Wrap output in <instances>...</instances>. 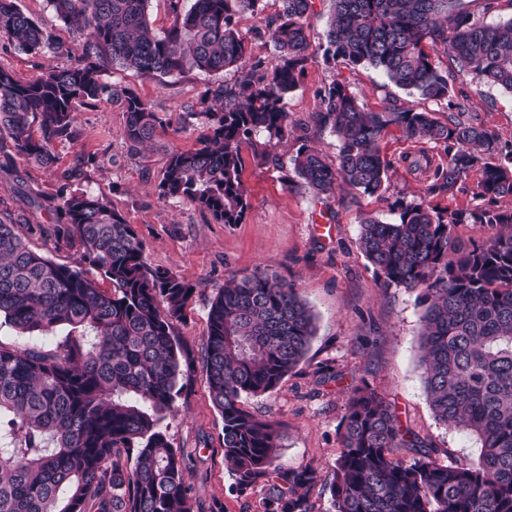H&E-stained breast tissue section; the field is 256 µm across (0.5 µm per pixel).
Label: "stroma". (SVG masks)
Wrapping results in <instances>:
<instances>
[{
  "label": "stroma",
  "mask_w": 512,
  "mask_h": 512,
  "mask_svg": "<svg viewBox=\"0 0 512 512\" xmlns=\"http://www.w3.org/2000/svg\"><path fill=\"white\" fill-rule=\"evenodd\" d=\"M15 3L56 35L71 54L50 61L0 45V67L25 80L47 63L65 66L70 57L81 55L83 39L57 18L49 0ZM334 75L323 60H316L287 99L298 135L331 157L336 154V136L318 122L315 112L317 90ZM104 77L131 88L169 118V126L158 132L144 155L131 157L123 144L124 113L106 104L82 109L72 138L54 145V167L17 156L12 172L0 170V213L25 209L28 197L54 195L62 174L82 166L83 176L74 182V190L105 198L134 225L150 266L175 271L195 286L187 318L174 325L175 336L193 360L201 356L210 304L227 280L266 272L295 283L316 316V334L307 356L273 391L243 401L257 417L279 424L280 464L314 466L328 474L340 451L338 429L351 389L363 381L391 404L404 427L439 448L442 463H476L480 453L476 437L441 424L429 407L419 366L424 307L417 291L384 286L358 243L360 218L369 214L396 221V200L423 197L444 209L471 204V195L451 197L436 189L432 170L413 166L419 143L392 127L382 142V152L391 163L387 193L377 197L344 187L317 198L299 184L283 180L281 166L288 163L296 141L271 146L259 134L241 152L250 198L245 221L219 224L192 205L158 200L155 187L169 152L196 146L203 128L196 122L184 123L182 115L196 105L207 84L221 82V75L188 70L157 81L110 68ZM346 79L366 110L426 106L373 68H358ZM449 83L454 105L440 110L441 121L456 117L455 105L460 102L470 116L512 143V93L467 74L454 75ZM323 366L338 372V381L318 384L317 370ZM167 424L172 446L188 459L187 478L197 499L206 507L218 501L224 512H242L243 500L233 491L224 464V423L200 367L189 372L176 413Z\"/></svg>",
  "instance_id": "stroma-1"
}]
</instances>
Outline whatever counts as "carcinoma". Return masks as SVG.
<instances>
[{"mask_svg": "<svg viewBox=\"0 0 512 512\" xmlns=\"http://www.w3.org/2000/svg\"><path fill=\"white\" fill-rule=\"evenodd\" d=\"M56 16L88 32L83 55L20 80L0 68V156L51 167L54 144L72 136L80 109L97 103L124 112L123 143L142 153L169 119L131 89L103 78L117 67L163 79L187 70L232 73L208 85L185 117L206 133L174 149L158 198L180 200L219 224H241L250 208L242 144L264 132L291 135L288 94L317 53L310 40L314 0H279L266 29L242 33L238 18L260 14L265 0H169L173 26L159 33L149 0H49ZM457 0H330L323 62L380 70L393 86L443 104L448 72L426 52L448 47L475 77L512 92V19L485 24L454 11ZM269 36L277 63L252 56ZM0 40L15 51L55 58L64 45L0 0ZM320 123L338 139L336 163L302 140L292 173L308 192L346 185L368 195L389 189L380 142L395 125L440 148V188L465 191L480 172L473 204L436 210L427 200L396 201L399 219H360L359 247L387 286L420 290L423 381L434 417L480 441L475 464L445 465L438 449L400 424L367 384L349 398L340 452L322 488L335 512H512V148L478 122L440 121L433 110H366L346 79L317 91ZM83 170L64 173L50 200L29 208L51 215L39 233L81 251L58 263L33 250L22 222L0 218V326L20 335L77 333L56 349L0 342V512H201L185 481L187 458L172 446L164 421L184 389L183 350L174 323L186 317L195 288L179 274L150 266L133 225L103 198L71 190ZM461 224L498 228L482 243L455 236ZM95 269L111 288L89 276ZM315 317L295 285L266 273L224 285L213 300L201 368L224 420V460L238 496L259 493L261 512H314L321 475L278 463V425L255 417L245 397L274 390L305 359Z\"/></svg>", "mask_w": 512, "mask_h": 512, "instance_id": "1", "label": "carcinoma"}]
</instances>
